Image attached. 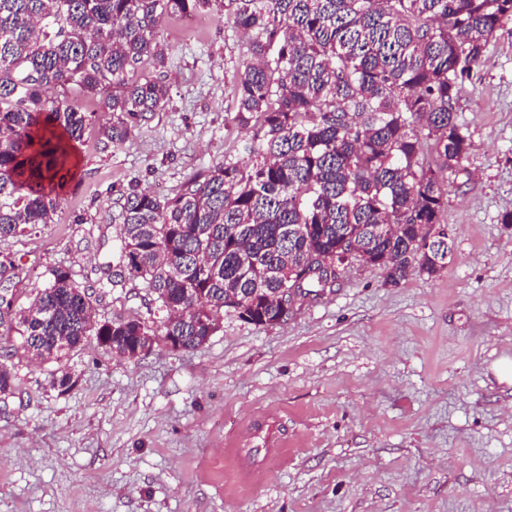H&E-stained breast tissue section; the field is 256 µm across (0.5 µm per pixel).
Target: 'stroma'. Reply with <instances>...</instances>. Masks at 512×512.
Wrapping results in <instances>:
<instances>
[{
    "mask_svg": "<svg viewBox=\"0 0 512 512\" xmlns=\"http://www.w3.org/2000/svg\"><path fill=\"white\" fill-rule=\"evenodd\" d=\"M170 100L120 145L101 134L100 99L77 145L76 174L51 224L0 239L7 286L28 307L53 268L87 288L96 319L158 323L167 313L120 272V196L172 194L197 173L246 162L233 84L243 38L226 16L166 18ZM470 148L444 183L447 264L390 283L355 264L284 321L225 314L194 350L136 360L88 339L36 363L0 327L13 388L0 395V512H512V21L465 76L455 105ZM77 380L63 393L53 374ZM273 425L264 453L255 421ZM261 466L242 471L239 458Z\"/></svg>",
    "mask_w": 512,
    "mask_h": 512,
    "instance_id": "1",
    "label": "stroma"
}]
</instances>
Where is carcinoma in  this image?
I'll return each instance as SVG.
<instances>
[{
	"label": "carcinoma",
	"instance_id": "carcinoma-1",
	"mask_svg": "<svg viewBox=\"0 0 512 512\" xmlns=\"http://www.w3.org/2000/svg\"><path fill=\"white\" fill-rule=\"evenodd\" d=\"M213 6L247 44L233 95L250 163L226 160L172 196H122L124 267L166 309L161 324L93 321L62 268L22 311L1 288L0 327L31 358L57 362L90 336L130 360L174 337L193 350L226 312L285 318V290L315 295L338 266L385 256L396 284L452 253L427 225L469 149L455 102L512 0H0V239L52 222L94 117L69 94L102 97V135L123 143L170 100L161 20Z\"/></svg>",
	"mask_w": 512,
	"mask_h": 512
}]
</instances>
